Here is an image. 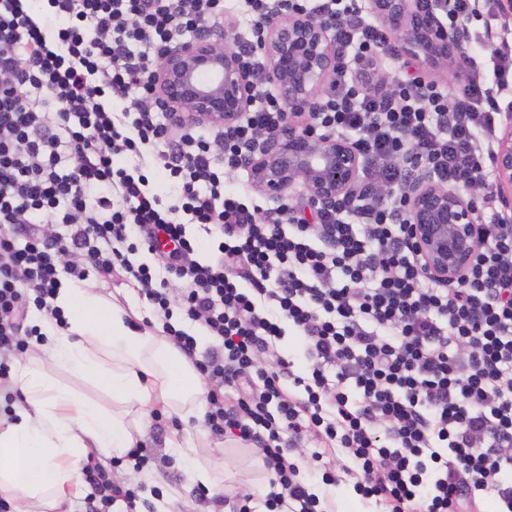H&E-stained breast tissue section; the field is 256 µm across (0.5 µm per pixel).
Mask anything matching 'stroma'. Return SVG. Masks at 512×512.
Instances as JSON below:
<instances>
[{
	"label": "stroma",
	"mask_w": 512,
	"mask_h": 512,
	"mask_svg": "<svg viewBox=\"0 0 512 512\" xmlns=\"http://www.w3.org/2000/svg\"><path fill=\"white\" fill-rule=\"evenodd\" d=\"M86 287L105 297L115 298L118 305L127 313L130 322L137 325H149L154 331H161L162 322L150 315V307L146 300L139 297L135 288L126 281L122 272H114L112 278L105 279L89 276ZM143 447L150 450L151 461L144 471L150 473L153 488L168 495L171 512H233L232 503L236 496L249 493L253 496L254 505H261L263 493L268 490L269 475L263 469L252 466L254 452L249 448L224 449V437L213 434L207 441H198V430L204 429L203 420H180L170 412H163L161 418L146 417ZM176 443L187 448L188 452L203 461H211L224 456L230 457L236 464L233 484L220 497L201 498L195 492L186 491L187 477L176 459L169 453V443ZM101 467L115 481L135 486L140 482V474L132 461L101 459ZM309 489L320 497L323 512H386L383 503L359 495L354 489V480L349 476H341L333 485L324 484L321 478H309ZM184 489L182 497H171L172 489Z\"/></svg>",
	"instance_id": "35a3bbf8"
}]
</instances>
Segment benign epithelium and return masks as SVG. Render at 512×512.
Returning a JSON list of instances; mask_svg holds the SVG:
<instances>
[{
	"label": "benign epithelium",
	"mask_w": 512,
	"mask_h": 512,
	"mask_svg": "<svg viewBox=\"0 0 512 512\" xmlns=\"http://www.w3.org/2000/svg\"><path fill=\"white\" fill-rule=\"evenodd\" d=\"M451 0H366L368 15L381 22L398 43L401 57L420 62L428 71L458 79L470 67V32L460 22L447 27L440 15ZM233 22L214 36L198 32L166 49L153 74V91L166 105L174 123L204 121L229 129L252 105V79L236 51ZM259 49L263 77L272 85L288 118L257 143L242 167L255 189L273 197L299 187L315 210H328L344 197L382 201L391 187L362 178L358 149L343 134L320 132L311 115L327 86L345 64L327 24L304 13L273 12L267 19ZM387 75L366 71L368 92L383 90ZM495 195L512 211V104L496 136L493 150ZM402 163L409 168L402 187V218L425 275L454 283L475 264L481 243L476 224L481 210L474 196L436 179L411 152Z\"/></svg>",
	"instance_id": "7a95c632"
}]
</instances>
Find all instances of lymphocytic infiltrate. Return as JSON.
I'll list each match as a JSON object with an SVG mask.
<instances>
[{
  "label": "lymphocytic infiltrate",
  "instance_id": "lymphocytic-infiltrate-1",
  "mask_svg": "<svg viewBox=\"0 0 512 512\" xmlns=\"http://www.w3.org/2000/svg\"><path fill=\"white\" fill-rule=\"evenodd\" d=\"M250 35L238 44L256 74V106L230 130L160 123L152 74L162 51L224 24V0H0V381L4 356L25 352L30 311L59 318L62 281L122 269L163 317L164 333L208 385L204 422L256 446L271 475L267 512H318L319 498L288 457V438L314 436L341 450L356 491L388 512H471L492 496L512 512V228L497 213L478 226L481 253L457 283L423 274L401 217V198H345L309 223L283 198L274 220L224 189L260 134L285 108L261 81L257 48L273 8L331 26L347 57L399 55L358 0H243ZM495 89L473 75L454 92L420 77L367 93L357 72L337 73L313 114L355 135L368 177L407 179L406 152L448 184L484 185L500 105L512 86V50L493 66ZM159 158L171 184L160 196L143 173L118 164ZM215 247L194 257L186 224ZM66 233L49 237L45 225ZM158 256L161 269L138 261ZM77 254L78 262L60 258ZM197 334L171 322L172 305ZM292 324L307 344V375L277 343ZM215 347L195 358L198 336ZM86 512L133 503L86 465Z\"/></svg>",
  "mask_w": 512,
  "mask_h": 512
}]
</instances>
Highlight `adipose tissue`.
Masks as SVG:
<instances>
[{"instance_id": "adipose-tissue-1", "label": "adipose tissue", "mask_w": 512, "mask_h": 512, "mask_svg": "<svg viewBox=\"0 0 512 512\" xmlns=\"http://www.w3.org/2000/svg\"><path fill=\"white\" fill-rule=\"evenodd\" d=\"M53 304L61 318L37 321V356L101 385L112 410L78 399L30 362L16 363L11 382L21 398L11 418L0 419V495L61 512L82 492L89 455L121 458L138 445L145 406L185 420L201 413L206 387L168 337L129 323L116 302L64 284Z\"/></svg>"}]
</instances>
